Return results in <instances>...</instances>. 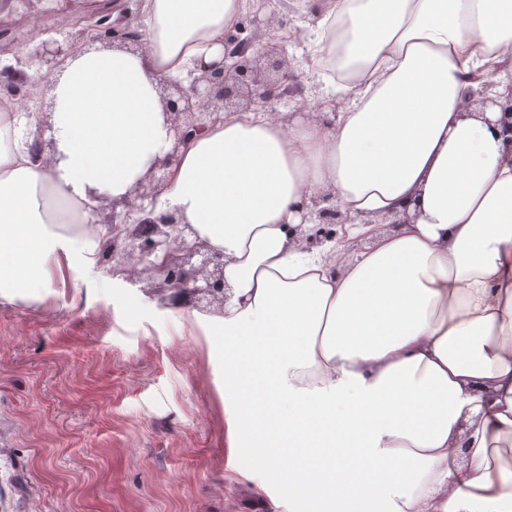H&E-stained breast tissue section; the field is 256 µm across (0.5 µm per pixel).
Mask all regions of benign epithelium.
<instances>
[{
  "mask_svg": "<svg viewBox=\"0 0 512 512\" xmlns=\"http://www.w3.org/2000/svg\"><path fill=\"white\" fill-rule=\"evenodd\" d=\"M97 17L95 24L89 25L87 21L91 20V16H71L67 19L70 31L64 36L67 48L59 46L56 39L45 40L36 57L48 70L56 69L60 66L59 57L78 51L89 33L98 30L111 18V13L100 12ZM139 29L137 22L122 14L112 23V39L141 50L145 42ZM251 47L248 40L227 36L224 38L222 61L197 66L196 76L189 88L182 87L178 82L163 81L165 85L174 86L179 94L176 99L164 98L174 131L172 150L154 164L134 196L119 200L107 196L100 198V201L112 205L107 220L109 224L127 223L134 211L141 214L122 254L130 259L146 261L149 266L165 274L170 290V294L164 298L166 305L195 306L204 298L224 304V253L214 250L203 252L199 247L187 244L174 248L171 232L183 233L181 222L172 212L150 217L148 206L153 204L167 181L165 176L156 177V171L169 169L176 162L180 149L205 133L228 103L244 97L251 106L265 107L287 96L288 82L292 78L288 62L282 58L269 61L268 67L277 72L276 78L269 79L260 58L249 56ZM27 81L28 76L22 70L8 68L0 71V84L3 86L13 87ZM480 103L484 107L489 103L501 107L504 132L512 133V87L507 93V103L485 95L481 96ZM120 206L126 208L125 213L117 211Z\"/></svg>",
  "mask_w": 512,
  "mask_h": 512,
  "instance_id": "1",
  "label": "benign epithelium"
}]
</instances>
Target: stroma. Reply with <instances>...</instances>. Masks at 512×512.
I'll list each match as a JSON object with an SVG mask.
<instances>
[{
  "mask_svg": "<svg viewBox=\"0 0 512 512\" xmlns=\"http://www.w3.org/2000/svg\"><path fill=\"white\" fill-rule=\"evenodd\" d=\"M322 0H248L256 51L278 45L301 82L276 112L344 100L305 71L288 33L310 32ZM0 65L33 49L18 13L0 17ZM71 257L41 288L0 291V512H290L259 475L231 462L224 348L206 308L160 307L162 275L128 281L111 262Z\"/></svg>",
  "mask_w": 512,
  "mask_h": 512,
  "instance_id": "obj_1",
  "label": "stroma"
}]
</instances>
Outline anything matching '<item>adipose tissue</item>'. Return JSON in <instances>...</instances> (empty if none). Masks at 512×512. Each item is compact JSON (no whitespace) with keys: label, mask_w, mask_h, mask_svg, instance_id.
I'll return each mask as SVG.
<instances>
[{"label":"adipose tissue","mask_w":512,"mask_h":512,"mask_svg":"<svg viewBox=\"0 0 512 512\" xmlns=\"http://www.w3.org/2000/svg\"><path fill=\"white\" fill-rule=\"evenodd\" d=\"M246 0H142L145 52L84 49L51 86L50 162L25 143L35 112L0 107V288L37 287L92 223L170 151L159 83L221 60ZM325 0L309 49L341 46L352 97L282 121L227 111L182 148L160 193L188 243L224 254V376L275 317L290 342L269 402L335 409L339 440L412 464L386 512H483L512 503V151L471 73L512 86V0ZM337 208L335 240L308 246L304 209ZM395 221L380 235L375 224Z\"/></svg>","instance_id":"ef3b65f1"}]
</instances>
